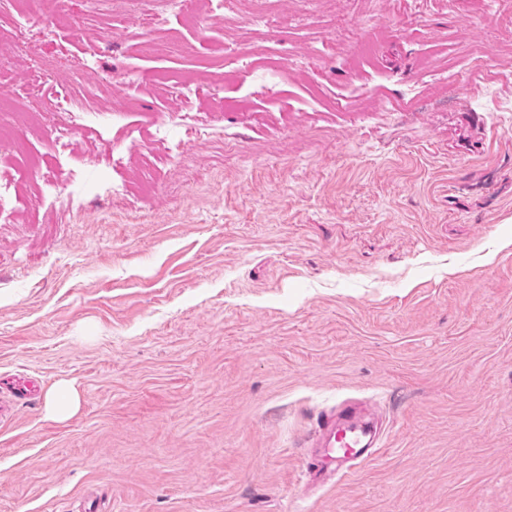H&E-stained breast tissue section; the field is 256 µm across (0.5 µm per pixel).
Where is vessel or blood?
Listing matches in <instances>:
<instances>
[{
  "mask_svg": "<svg viewBox=\"0 0 512 512\" xmlns=\"http://www.w3.org/2000/svg\"><path fill=\"white\" fill-rule=\"evenodd\" d=\"M34 381L0 389V410L6 402L33 399ZM314 445L318 452L305 462L304 475L317 485L350 475L354 468L375 456L384 445L382 427L365 414L361 404L345 400L319 416Z\"/></svg>",
  "mask_w": 512,
  "mask_h": 512,
  "instance_id": "1",
  "label": "vessel or blood"
}]
</instances>
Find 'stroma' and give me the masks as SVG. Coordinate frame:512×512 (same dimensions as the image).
<instances>
[{
  "instance_id": "stroma-1",
  "label": "stroma",
  "mask_w": 512,
  "mask_h": 512,
  "mask_svg": "<svg viewBox=\"0 0 512 512\" xmlns=\"http://www.w3.org/2000/svg\"><path fill=\"white\" fill-rule=\"evenodd\" d=\"M193 3L152 26L158 0L0 6V98L26 108L29 69L57 73L25 127L0 117L22 197L0 224V377L42 391L0 422V512H512V10L279 0L265 31L254 0L230 21ZM219 54L216 91L198 61ZM67 92L123 117L58 155ZM62 381L80 404L59 421ZM345 399L384 448L296 491ZM78 405V392L65 382L52 387L46 395L45 410L54 418L63 419L70 416Z\"/></svg>"
}]
</instances>
